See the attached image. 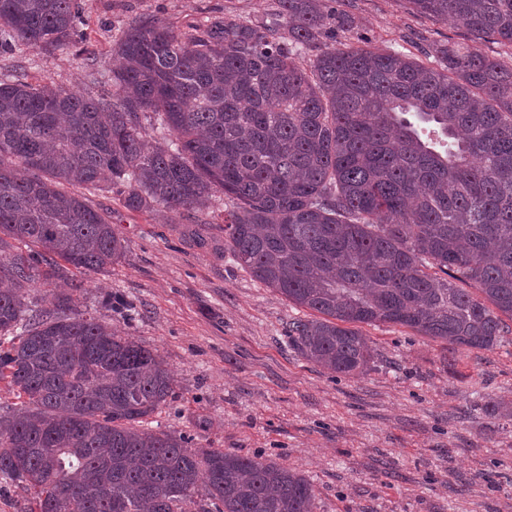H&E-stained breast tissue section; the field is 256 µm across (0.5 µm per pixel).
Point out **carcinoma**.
<instances>
[{
	"label": "carcinoma",
	"instance_id": "cac0c4a2",
	"mask_svg": "<svg viewBox=\"0 0 512 512\" xmlns=\"http://www.w3.org/2000/svg\"><path fill=\"white\" fill-rule=\"evenodd\" d=\"M276 2L270 23L127 29L113 89L95 95L0 81V383L22 399L0 416V480L33 491L29 512L316 507L286 466L142 427L174 395L153 350L69 317L71 294L25 304L62 262L86 275L124 255L87 192L174 213L224 194L234 260L317 313L288 320V344L332 373L371 360L357 324L463 351L512 331V63L448 44L435 67L372 47L304 64L349 17L327 0ZM404 2L512 46V0ZM81 13V0H0V51L64 47Z\"/></svg>",
	"mask_w": 512,
	"mask_h": 512
}]
</instances>
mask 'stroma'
Returning <instances> with one entry per match:
<instances>
[{
	"label": "stroma",
	"instance_id": "stroma-1",
	"mask_svg": "<svg viewBox=\"0 0 512 512\" xmlns=\"http://www.w3.org/2000/svg\"><path fill=\"white\" fill-rule=\"evenodd\" d=\"M71 44L51 52L20 46L0 53V78L100 91L117 65L115 43L132 25L178 32L219 16L267 22L276 0H82ZM351 17L326 47L372 46L418 57L467 43L460 23L409 11L403 0H338ZM125 241L103 272L67 269L54 289L28 292L45 307L53 292L84 280L74 313H91L157 350L175 396L146 418L187 434L196 448L261 456L303 473L315 512H512V333L489 350L459 352L410 328L362 325L375 355L359 376L330 373L288 344L286 324L304 316L255 281L224 242V211L175 215L135 211L118 196L91 192ZM128 304L105 307L108 296ZM501 404L493 412V404Z\"/></svg>",
	"mask_w": 512,
	"mask_h": 512
}]
</instances>
